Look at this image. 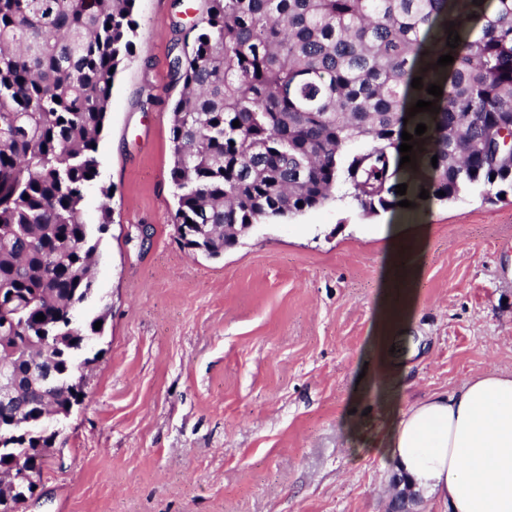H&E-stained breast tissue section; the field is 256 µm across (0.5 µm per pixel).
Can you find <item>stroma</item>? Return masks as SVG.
I'll use <instances>...</instances> for the list:
<instances>
[{
	"label": "stroma",
	"instance_id": "35a3bbf8",
	"mask_svg": "<svg viewBox=\"0 0 512 512\" xmlns=\"http://www.w3.org/2000/svg\"><path fill=\"white\" fill-rule=\"evenodd\" d=\"M208 0H136L97 158L110 199L91 314L109 307L83 404L20 512H448L384 450L412 403L487 371L512 374V193L369 214L343 191L253 225L223 256L183 246L171 111ZM423 238L410 306L393 331L388 390L373 367L386 294L378 225ZM364 389H357L358 377Z\"/></svg>",
	"mask_w": 512,
	"mask_h": 512
}]
</instances>
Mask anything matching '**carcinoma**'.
<instances>
[{"label":"carcinoma","instance_id":"carcinoma-1","mask_svg":"<svg viewBox=\"0 0 512 512\" xmlns=\"http://www.w3.org/2000/svg\"><path fill=\"white\" fill-rule=\"evenodd\" d=\"M135 2L0 0V289L14 298L0 327L15 321L0 330V363L18 399L34 402L0 427V471L41 476L54 434L37 404L46 397L66 417L82 403L84 389L70 385L76 358L108 318L107 307L78 317L112 223L103 202L92 230L84 205L99 177L110 70L133 54ZM208 2L207 27L172 61L183 82L174 220L187 248L218 257L244 225L319 208L341 185L368 214L419 205L423 188L440 202L472 185L512 190V0ZM447 53L454 62L438 66ZM419 100L440 111L408 116ZM404 130L418 142L414 169L400 165Z\"/></svg>","mask_w":512,"mask_h":512}]
</instances>
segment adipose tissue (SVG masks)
Wrapping results in <instances>:
<instances>
[{
	"mask_svg": "<svg viewBox=\"0 0 512 512\" xmlns=\"http://www.w3.org/2000/svg\"><path fill=\"white\" fill-rule=\"evenodd\" d=\"M386 450L448 512H512V375L489 372L409 406Z\"/></svg>",
	"mask_w": 512,
	"mask_h": 512,
	"instance_id": "ef3b65f1",
	"label": "adipose tissue"
}]
</instances>
